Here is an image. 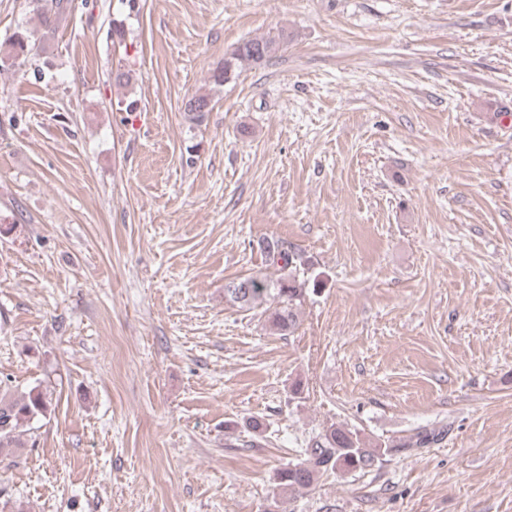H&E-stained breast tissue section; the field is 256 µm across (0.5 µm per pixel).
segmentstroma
Returning a JSON list of instances; mask_svg holds the SVG:
<instances>
[{
	"label": "stroma",
	"instance_id": "obj_1",
	"mask_svg": "<svg viewBox=\"0 0 512 512\" xmlns=\"http://www.w3.org/2000/svg\"><path fill=\"white\" fill-rule=\"evenodd\" d=\"M266 238L289 335L224 298ZM0 374L24 512H512V0H71L0 74ZM334 423L387 455L279 489ZM286 43L287 36L283 31L242 41L224 55V63L213 71L210 83L215 87H223L233 82L242 72L276 56L284 49ZM210 97L207 94H196L185 104V114L192 124L204 122L207 112H210ZM260 247L273 263L277 264L279 261L283 262V270L293 267V264H296V260L298 259V256L291 253V251H288V248L285 247L284 243L278 239H266L262 241ZM12 382L9 375L0 377V388L5 390L0 397V449L17 447L15 443L20 428L46 417L51 404L48 393L38 386L7 398Z\"/></svg>",
	"mask_w": 512,
	"mask_h": 512
}]
</instances>
